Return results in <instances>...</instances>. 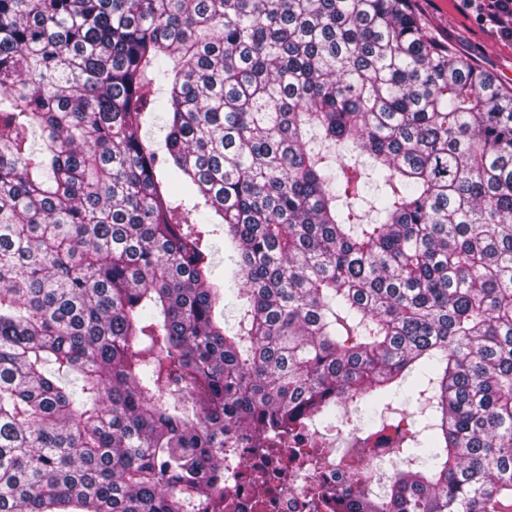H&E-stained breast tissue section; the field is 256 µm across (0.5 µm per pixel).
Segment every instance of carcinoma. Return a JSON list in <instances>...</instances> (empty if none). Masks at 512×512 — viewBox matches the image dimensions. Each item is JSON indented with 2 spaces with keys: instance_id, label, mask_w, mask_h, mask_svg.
I'll use <instances>...</instances> for the list:
<instances>
[{
  "instance_id": "carcinoma-1",
  "label": "carcinoma",
  "mask_w": 512,
  "mask_h": 512,
  "mask_svg": "<svg viewBox=\"0 0 512 512\" xmlns=\"http://www.w3.org/2000/svg\"><path fill=\"white\" fill-rule=\"evenodd\" d=\"M409 2L0 0V512H224L341 407L346 512H512V88Z\"/></svg>"
}]
</instances>
